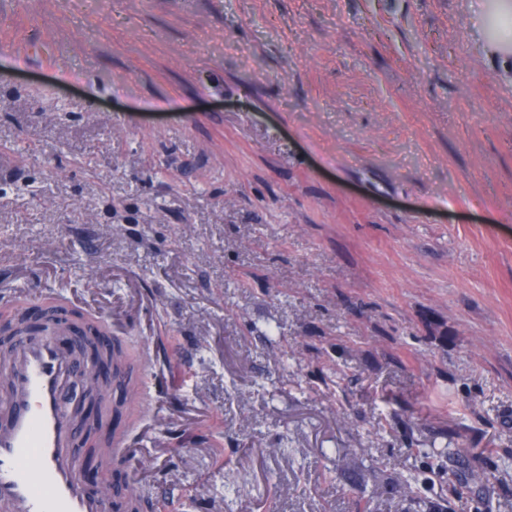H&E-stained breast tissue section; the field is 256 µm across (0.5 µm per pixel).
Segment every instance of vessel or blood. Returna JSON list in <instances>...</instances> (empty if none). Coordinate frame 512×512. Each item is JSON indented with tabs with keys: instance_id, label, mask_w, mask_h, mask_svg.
Segmentation results:
<instances>
[{
	"instance_id": "vessel-or-blood-1",
	"label": "vessel or blood",
	"mask_w": 512,
	"mask_h": 512,
	"mask_svg": "<svg viewBox=\"0 0 512 512\" xmlns=\"http://www.w3.org/2000/svg\"><path fill=\"white\" fill-rule=\"evenodd\" d=\"M49 336L17 337L0 401V512H103L106 496H88L78 478L85 452L63 399L79 370Z\"/></svg>"
}]
</instances>
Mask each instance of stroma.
<instances>
[{
	"instance_id": "1",
	"label": "stroma",
	"mask_w": 512,
	"mask_h": 512,
	"mask_svg": "<svg viewBox=\"0 0 512 512\" xmlns=\"http://www.w3.org/2000/svg\"><path fill=\"white\" fill-rule=\"evenodd\" d=\"M511 19L0 0V316L60 295L133 351L161 512H407L337 452L447 442L451 512H512Z\"/></svg>"
}]
</instances>
